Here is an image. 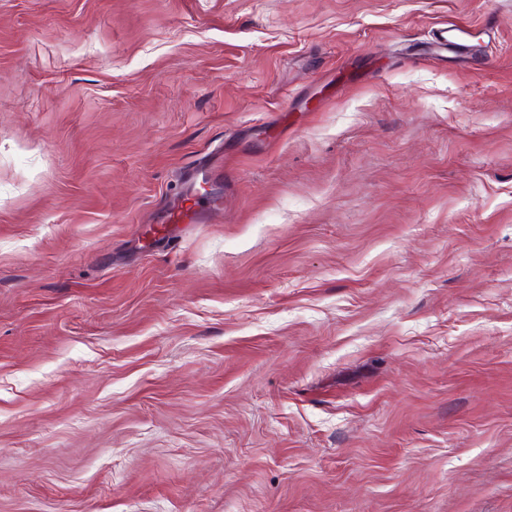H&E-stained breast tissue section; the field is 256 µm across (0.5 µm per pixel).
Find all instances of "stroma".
<instances>
[{
  "label": "stroma",
  "instance_id": "35a3bbf8",
  "mask_svg": "<svg viewBox=\"0 0 512 512\" xmlns=\"http://www.w3.org/2000/svg\"><path fill=\"white\" fill-rule=\"evenodd\" d=\"M0 512H512V0H0ZM221 205L220 199L202 203L192 189L174 206L164 211L161 225L167 224H208L216 216Z\"/></svg>",
  "mask_w": 512,
  "mask_h": 512
}]
</instances>
